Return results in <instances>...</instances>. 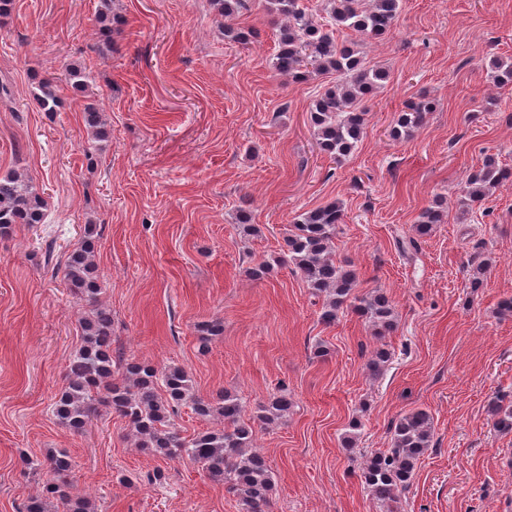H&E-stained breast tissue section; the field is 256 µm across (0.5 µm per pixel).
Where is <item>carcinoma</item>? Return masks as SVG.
Masks as SVG:
<instances>
[{"label": "carcinoma", "instance_id": "cac0c4a2", "mask_svg": "<svg viewBox=\"0 0 512 512\" xmlns=\"http://www.w3.org/2000/svg\"><path fill=\"white\" fill-rule=\"evenodd\" d=\"M112 0H100L97 10L99 34L112 48ZM270 11L287 18L280 27L273 67L292 80L306 78L307 69L317 74H336V85L316 98L310 112L311 124L321 150L339 163L357 146L364 134L365 112L360 103L383 88L389 72L368 65L360 47L368 40L383 37L401 9V0H326V22L311 18L300 0H267ZM218 16L228 20L247 9V0H212ZM338 29L352 32L349 44L336 41ZM33 100L43 112L58 111L61 99L56 85L42 80L35 86ZM434 111V102L420 97L399 113L393 136L409 137ZM84 121L94 138L110 134L101 107L87 103ZM512 176L489 157L470 171L463 185L465 200L474 204ZM46 200L31 181L18 172L0 176V237L9 236L18 224L32 226L45 220ZM443 211L435 206L423 209L417 217V230L426 234L443 221ZM344 221L342 206L331 202L300 214L287 239L283 262L314 290L325 294L321 319L336 321L344 308L352 309L381 338L394 330V312L386 296L378 290L356 293L357 278L349 265L333 257L334 238ZM96 225L84 227L80 246L69 252L62 263L53 262L54 248L47 246L43 261L55 264L69 290L85 301L88 309L80 317L81 345L67 366L68 383L53 412L59 424L80 432L105 406L124 418L135 439V449L167 460L186 458L214 481L223 482L238 500L241 512H268L274 477L266 459L255 448V427L243 418L238 397L224 393L215 400H204L193 392L188 373L178 366L158 367L148 362L112 355V312L99 298L94 238ZM187 406L202 418H216L220 428L200 432L190 439L181 437L173 423L179 408ZM293 402L279 394L258 409V422L269 425L288 417ZM493 424L512 432V404L494 400L488 409ZM433 437L432 417L417 409L400 416L392 429L391 447L369 457L361 471L362 482L371 497L387 512H400V492L413 479L416 466ZM74 463L64 451L46 458V479L41 493L30 498L24 512H46L54 502L62 512H95L88 498L75 495L68 480Z\"/></svg>", "mask_w": 512, "mask_h": 512}]
</instances>
